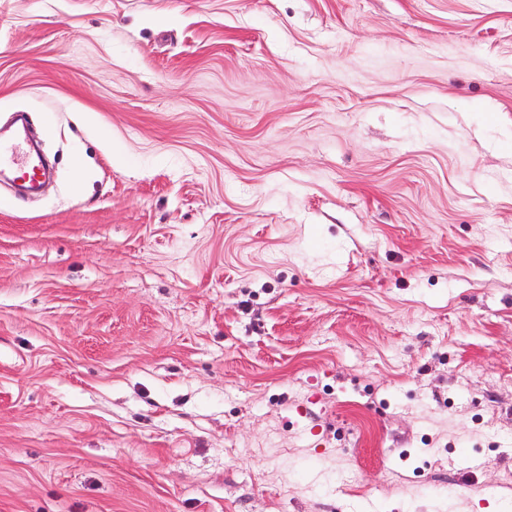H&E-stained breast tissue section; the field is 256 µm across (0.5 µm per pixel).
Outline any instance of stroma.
Returning <instances> with one entry per match:
<instances>
[{
  "mask_svg": "<svg viewBox=\"0 0 512 512\" xmlns=\"http://www.w3.org/2000/svg\"><path fill=\"white\" fill-rule=\"evenodd\" d=\"M0 512H512V0H0ZM0 170L24 179L34 178L39 173L22 134L0 139Z\"/></svg>",
  "mask_w": 512,
  "mask_h": 512,
  "instance_id": "stroma-1",
  "label": "stroma"
}]
</instances>
